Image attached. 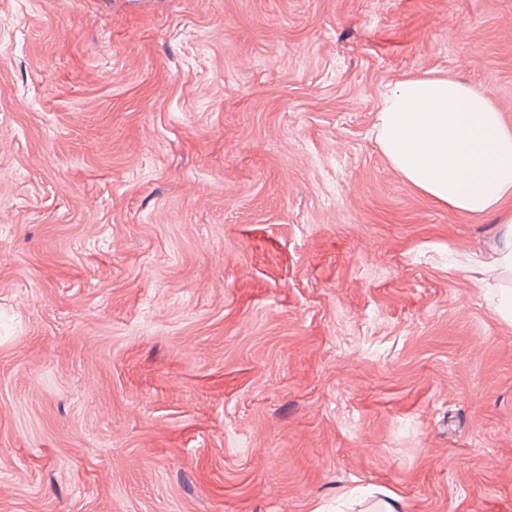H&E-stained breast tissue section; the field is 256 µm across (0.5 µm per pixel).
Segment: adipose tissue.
<instances>
[{"label":"adipose tissue","instance_id":"1","mask_svg":"<svg viewBox=\"0 0 512 512\" xmlns=\"http://www.w3.org/2000/svg\"><path fill=\"white\" fill-rule=\"evenodd\" d=\"M375 142L426 197L500 226L497 256L479 275L512 279V126L482 90L445 77L410 76L382 94Z\"/></svg>","mask_w":512,"mask_h":512}]
</instances>
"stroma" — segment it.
Here are the masks:
<instances>
[{
  "label": "stroma",
  "instance_id": "stroma-1",
  "mask_svg": "<svg viewBox=\"0 0 512 512\" xmlns=\"http://www.w3.org/2000/svg\"><path fill=\"white\" fill-rule=\"evenodd\" d=\"M512 0H0V512H512L493 216L371 135L512 126ZM375 142L426 197L471 216L494 214L498 256L474 272L512 279V127L482 90L448 77L410 76L382 94Z\"/></svg>",
  "mask_w": 512,
  "mask_h": 512
}]
</instances>
